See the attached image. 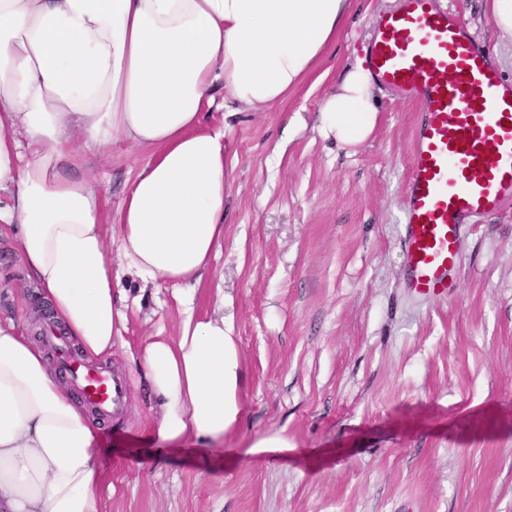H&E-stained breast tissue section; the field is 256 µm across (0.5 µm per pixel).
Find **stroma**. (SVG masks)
Masks as SVG:
<instances>
[{
  "mask_svg": "<svg viewBox=\"0 0 512 512\" xmlns=\"http://www.w3.org/2000/svg\"><path fill=\"white\" fill-rule=\"evenodd\" d=\"M405 0H351L335 45L268 112L213 111L231 184L224 248L193 294L196 315L232 299L241 424L224 454L151 436L153 404L125 350L108 366L129 380L121 418H98L99 512H512V196L466 225L451 294L408 295L405 184L424 112L377 84L371 136L347 147L317 115L363 58L381 16ZM512 80V39L488 0H433ZM146 150L114 142L84 155L118 209ZM42 300L9 235L0 236V321L36 337ZM130 347L176 335L182 307L163 281L130 279ZM284 448L254 451L261 439Z\"/></svg>",
  "mask_w": 512,
  "mask_h": 512,
  "instance_id": "stroma-1",
  "label": "stroma"
}]
</instances>
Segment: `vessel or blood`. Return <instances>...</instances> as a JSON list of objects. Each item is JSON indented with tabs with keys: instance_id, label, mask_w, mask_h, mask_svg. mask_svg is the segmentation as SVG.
<instances>
[{
	"instance_id": "vessel-or-blood-1",
	"label": "vessel or blood",
	"mask_w": 512,
	"mask_h": 512,
	"mask_svg": "<svg viewBox=\"0 0 512 512\" xmlns=\"http://www.w3.org/2000/svg\"><path fill=\"white\" fill-rule=\"evenodd\" d=\"M370 63L382 83L426 107L405 186L404 275L411 293L444 297L455 286L462 224L512 195V82L431 0H406L402 12L381 18ZM57 353L61 371L102 417L122 412L127 380L85 365L65 343Z\"/></svg>"
}]
</instances>
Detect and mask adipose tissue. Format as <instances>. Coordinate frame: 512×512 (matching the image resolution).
Here are the masks:
<instances>
[{
  "mask_svg": "<svg viewBox=\"0 0 512 512\" xmlns=\"http://www.w3.org/2000/svg\"><path fill=\"white\" fill-rule=\"evenodd\" d=\"M350 0H0V223L54 320L82 353L125 347L124 274L182 298L177 335L132 359L156 439L221 452L239 425L241 363L225 296L196 317L190 293L224 243V130L204 109L267 112L335 43ZM376 76L356 64L319 129L356 146L372 134ZM122 139L151 150L109 212L83 150ZM119 239L110 256L106 229ZM95 422L14 322L0 323V512H99Z\"/></svg>",
  "mask_w": 512,
  "mask_h": 512,
  "instance_id": "adipose-tissue-1",
  "label": "adipose tissue"
}]
</instances>
